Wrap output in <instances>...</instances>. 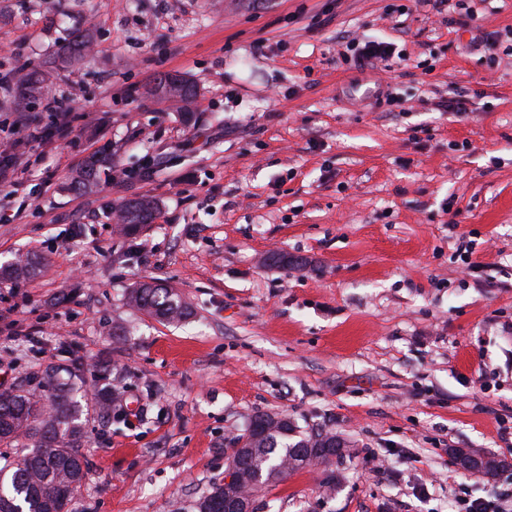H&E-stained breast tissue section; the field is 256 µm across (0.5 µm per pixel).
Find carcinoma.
I'll return each instance as SVG.
<instances>
[{
	"label": "carcinoma",
	"instance_id": "carcinoma-1",
	"mask_svg": "<svg viewBox=\"0 0 512 512\" xmlns=\"http://www.w3.org/2000/svg\"><path fill=\"white\" fill-rule=\"evenodd\" d=\"M91 48L90 33L75 37L62 50L61 62L71 65L82 60ZM45 75L31 70L17 79L23 98L40 94ZM169 87L165 98L181 105L187 124L194 119L190 105L197 95L195 84L185 78L165 77ZM108 158H91L70 179L69 189L83 193L97 182L99 169ZM155 203L140 197L121 203L113 215L117 227L125 234L138 233L151 223ZM44 258L20 253L0 266V280L19 281L31 277ZM132 305L166 323L180 322L189 315V307L177 291L154 281L143 282L129 295ZM85 388L81 367L72 364L64 369H45L31 388H12L0 392V512H67V506L80 489L87 463L81 448L85 443V419L90 410L100 418H110L112 398L103 388L95 405L84 400ZM260 424L253 428V439L243 451L244 471L234 490L258 492L279 481L284 474L313 465H328L327 457L304 458L310 448L333 447L336 433L324 430L303 433L288 417L277 421L255 416ZM31 442V450L20 460L11 458L8 448L20 439ZM224 487L215 486L198 503V512H224Z\"/></svg>",
	"mask_w": 512,
	"mask_h": 512
}]
</instances>
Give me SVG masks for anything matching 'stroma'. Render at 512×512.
Instances as JSON below:
<instances>
[{"instance_id":"1","label":"stroma","mask_w":512,"mask_h":512,"mask_svg":"<svg viewBox=\"0 0 512 512\" xmlns=\"http://www.w3.org/2000/svg\"><path fill=\"white\" fill-rule=\"evenodd\" d=\"M468 3L476 19L419 0H0V79L50 75L26 111L0 109V139L26 143L0 184L20 213L0 265L46 259L0 281V390L75 361L120 394V421L85 424L69 512H197L258 414L354 455L286 473L253 512H512V467L451 457L512 464V53L484 58L512 0ZM85 29L91 54L60 69ZM354 38L407 59L344 64ZM162 75L196 85L193 124L145 94ZM52 99L78 102L70 144L47 137ZM99 150L96 190H65ZM141 196L153 222L116 233L113 208ZM150 281L189 316L133 307ZM44 260L43 257H34L29 253L17 254L10 263L0 266V280H26L35 274Z\"/></svg>"}]
</instances>
